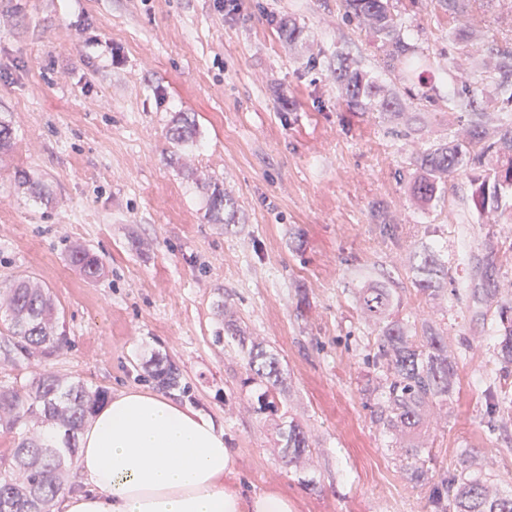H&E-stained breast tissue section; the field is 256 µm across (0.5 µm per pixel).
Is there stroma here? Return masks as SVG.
<instances>
[{"mask_svg":"<svg viewBox=\"0 0 512 512\" xmlns=\"http://www.w3.org/2000/svg\"><path fill=\"white\" fill-rule=\"evenodd\" d=\"M399 2L433 101L403 95L394 113L349 108L332 77L345 57L404 88L340 0H0V119L16 136L0 158V282L35 275L61 304L70 344L50 369L112 395L153 388L152 361L170 358L174 397L223 427L233 484L279 489L295 512H423L424 489L406 482L361 391L374 334L353 302L359 267L458 358L455 390L422 432L433 472L470 448L512 483V425L490 427L483 396L498 371L486 300L512 298V195L476 212L470 169L429 208L407 186L413 148L472 119L446 71L480 88L479 63L512 50V0H473L456 17L440 0ZM279 18L302 27L300 42L281 38ZM470 30L477 39L463 40ZM181 113L196 136L177 148L167 132ZM201 179L234 198L237 223L212 220ZM377 208L393 237L373 224ZM77 244L102 260L98 282L70 266ZM426 244L448 266L432 300L410 270ZM229 319L244 341L225 335ZM253 343L279 362L274 412L254 410ZM291 421L312 443L294 462L281 453Z\"/></svg>","mask_w":512,"mask_h":512,"instance_id":"1","label":"stroma"}]
</instances>
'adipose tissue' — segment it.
<instances>
[{"instance_id":"adipose-tissue-1","label":"adipose tissue","mask_w":512,"mask_h":512,"mask_svg":"<svg viewBox=\"0 0 512 512\" xmlns=\"http://www.w3.org/2000/svg\"><path fill=\"white\" fill-rule=\"evenodd\" d=\"M233 453L202 412L144 388L116 393L79 436L64 512H292L277 490L225 484Z\"/></svg>"}]
</instances>
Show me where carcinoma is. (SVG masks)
Returning a JSON list of instances; mask_svg holds the SVG:
<instances>
[{
  "instance_id": "cac0c4a2",
  "label": "carcinoma",
  "mask_w": 512,
  "mask_h": 512,
  "mask_svg": "<svg viewBox=\"0 0 512 512\" xmlns=\"http://www.w3.org/2000/svg\"><path fill=\"white\" fill-rule=\"evenodd\" d=\"M345 17L364 19L370 36L384 54L388 65H402L401 79L408 80L424 62L418 48L409 43L398 20L393 0H341ZM278 31L284 40L297 43L302 29L290 19L282 20ZM499 76L500 93L512 106V53L503 52L491 65ZM347 104L362 112L390 108L394 101L365 71L342 60L333 72ZM196 125L187 116L177 119L170 140L181 146L193 140ZM495 157V164L473 180V208L484 212L499 207L505 192H512V114L479 112L467 128V137H452L433 144L412 156L413 172L409 189L414 199L429 205L445 192L448 177L466 167H482L484 159ZM208 210L218 221L235 223L232 199L218 184L207 188ZM412 266L415 285L429 298L443 291L448 273L438 250L422 246ZM68 259L83 279L94 283L104 274L99 258L88 249L73 246ZM363 284L355 291V304L365 321L377 331L372 363L375 376L366 381L364 392L376 395V420L383 427L400 433L404 449L403 471L413 483L427 489L425 512H512V490L483 472L471 451L460 454L451 472L434 475L429 449L418 441L432 408L448 401L456 383V355L448 341L428 323L417 328L397 317L401 306L396 289L389 288L360 270ZM0 325L8 352L23 359H50L68 344L60 322V309L49 289L30 275L0 284ZM492 330L496 336L495 354L506 370L512 365V301L502 300L494 311ZM249 370L264 384L257 398V411L276 407L279 381L278 360L254 346L250 349ZM152 377L159 386H179L180 373L170 360L155 363ZM106 391L83 381L52 371H43L23 383L0 385V427L12 430L28 425L8 458H0V512H53L59 498L72 488L71 465L77 453L79 432L102 404ZM492 421L512 420V394L492 396ZM55 429L61 440L47 444L42 431ZM284 457L292 460L311 453L306 432L291 422L282 433Z\"/></svg>"
}]
</instances>
